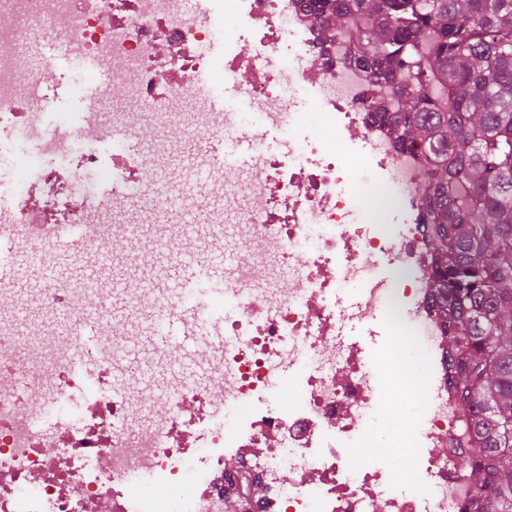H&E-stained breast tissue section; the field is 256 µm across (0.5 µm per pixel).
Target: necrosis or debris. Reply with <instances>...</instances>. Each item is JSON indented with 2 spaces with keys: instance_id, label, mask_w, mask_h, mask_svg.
Instances as JSON below:
<instances>
[{
  "instance_id": "obj_1",
  "label": "necrosis or debris",
  "mask_w": 512,
  "mask_h": 512,
  "mask_svg": "<svg viewBox=\"0 0 512 512\" xmlns=\"http://www.w3.org/2000/svg\"><path fill=\"white\" fill-rule=\"evenodd\" d=\"M305 3L213 0L193 14L180 0H0V151L29 167L41 189L37 201L31 188L19 191L1 227L26 245L43 281L35 291L0 284V512H224L225 486L243 490L252 476L265 488L255 512H477V492L456 465L467 447L462 427L469 408L449 384L446 330L425 286L432 271L421 196L428 163L420 153L398 151L369 110L379 84L349 64V42L321 41ZM229 15L252 50L242 53L239 41H228L224 72L261 74V81L240 88L253 111L277 116L289 96L313 90L320 96L314 115L292 113L294 135L282 155L262 148V132L226 128L221 113L188 119L195 132L251 134L259 144L256 162L267 174L258 189L239 179L225 184L250 247L239 258L238 281L227 286L235 307L224 318L221 366L201 360L198 376L167 384L156 396L160 412L146 411L139 395L85 400L84 425L61 432L57 450L47 451L33 413L53 395L82 392V358L93 357L104 378L118 364L110 290L98 281L75 290L53 284L46 260L59 225L80 228L71 257L103 269L122 263L130 250L203 256L223 229L217 212L160 231L106 223L108 212L123 213V204L63 176L57 165L85 173L100 167L87 130L105 137L118 129L134 138L148 114L159 126L170 124L171 106L190 97L197 75L209 69L206 48L223 35ZM61 24L81 54L121 76L135 110L88 112L79 123L55 125L30 113L15 49ZM355 129L362 132L357 145L346 137ZM357 155L366 163L358 178L350 164ZM112 168L116 190L125 195L159 177L157 163L137 151L113 156ZM381 254L396 266L393 280L370 278ZM35 306L59 314L52 333L20 331ZM347 317L365 325L394 318L400 336L417 337L415 365L399 358L397 339L384 342L376 356L390 382L413 390L415 431L368 426L378 401L370 365L361 359L364 346L341 335ZM87 324L107 334L102 351L85 349ZM277 358L293 367L285 402L269 382ZM226 396L244 407L229 430L206 420ZM375 438L416 462L411 493H394L402 476L396 465L354 462L353 449ZM284 468L293 473L291 482H283ZM136 470L167 495L130 486L127 476Z\"/></svg>"
}]
</instances>
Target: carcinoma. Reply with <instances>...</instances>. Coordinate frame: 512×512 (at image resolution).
I'll return each mask as SVG.
<instances>
[{"instance_id":"cac0c4a2","label":"carcinoma","mask_w":512,"mask_h":512,"mask_svg":"<svg viewBox=\"0 0 512 512\" xmlns=\"http://www.w3.org/2000/svg\"><path fill=\"white\" fill-rule=\"evenodd\" d=\"M388 85L398 149L421 150L436 315L471 406L462 454L480 512H512V0H316Z\"/></svg>"}]
</instances>
